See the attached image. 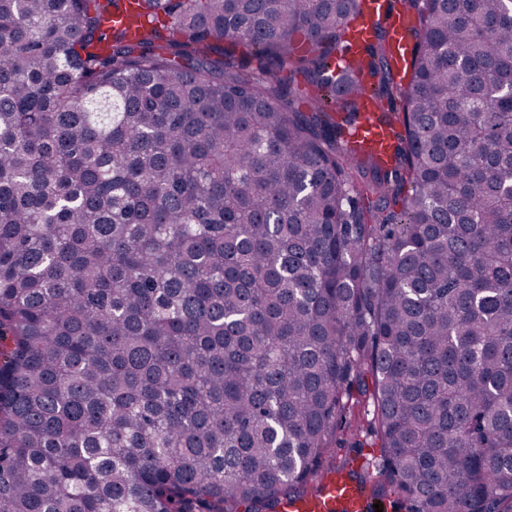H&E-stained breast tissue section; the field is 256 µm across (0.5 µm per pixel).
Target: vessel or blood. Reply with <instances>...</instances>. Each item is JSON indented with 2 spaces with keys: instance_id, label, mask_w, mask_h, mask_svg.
Returning a JSON list of instances; mask_svg holds the SVG:
<instances>
[{
  "instance_id": "obj_1",
  "label": "vessel or blood",
  "mask_w": 512,
  "mask_h": 512,
  "mask_svg": "<svg viewBox=\"0 0 512 512\" xmlns=\"http://www.w3.org/2000/svg\"><path fill=\"white\" fill-rule=\"evenodd\" d=\"M381 108L379 100L366 98V120L356 125L349 134L352 144L365 146L380 160H388V132L380 127L373 115ZM367 494L361 493L355 484L336 473L325 474L318 491L309 497L289 501L282 512H369Z\"/></svg>"
}]
</instances>
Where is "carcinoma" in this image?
<instances>
[{
    "label": "carcinoma",
    "mask_w": 512,
    "mask_h": 512,
    "mask_svg": "<svg viewBox=\"0 0 512 512\" xmlns=\"http://www.w3.org/2000/svg\"><path fill=\"white\" fill-rule=\"evenodd\" d=\"M123 2L0 0V512H272L355 386L370 496L512 512V0H390L401 70L366 0ZM388 26L392 32L394 42L402 46L405 42L407 30L412 25V17L402 8L392 11L388 17ZM349 140L353 145H362L371 149L378 159L384 162L389 161L388 131L380 127L372 118L364 119L356 125L349 134Z\"/></svg>",
    "instance_id": "carcinoma-1"
}]
</instances>
